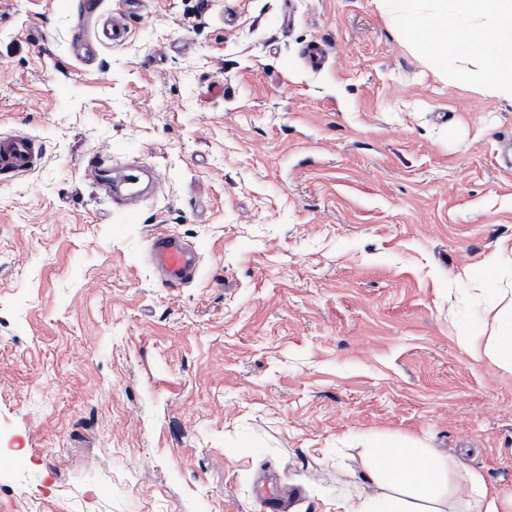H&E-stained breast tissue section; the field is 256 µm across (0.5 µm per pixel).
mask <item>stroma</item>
I'll list each match as a JSON object with an SVG mask.
<instances>
[{
	"label": "stroma",
	"mask_w": 512,
	"mask_h": 512,
	"mask_svg": "<svg viewBox=\"0 0 512 512\" xmlns=\"http://www.w3.org/2000/svg\"><path fill=\"white\" fill-rule=\"evenodd\" d=\"M0 0V512H327L370 437L512 495L487 255L512 246V101L449 81L379 0ZM327 54L312 64L305 51ZM149 169L136 206L85 169ZM196 247L168 288L151 234ZM35 142L22 135H0V174L17 177L29 171L36 158Z\"/></svg>",
	"instance_id": "stroma-1"
}]
</instances>
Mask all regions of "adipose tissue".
<instances>
[{"label":"adipose tissue","mask_w":512,"mask_h":512,"mask_svg":"<svg viewBox=\"0 0 512 512\" xmlns=\"http://www.w3.org/2000/svg\"><path fill=\"white\" fill-rule=\"evenodd\" d=\"M406 39L426 55L464 56L452 80L512 101V0H437L420 12L418 0H380ZM485 345L462 338L470 352L481 351L500 368L512 370V289L499 291ZM450 460L404 441L372 442L363 452L367 493L337 502L335 512H448L445 478ZM461 512H512V497L491 490L477 473L467 476Z\"/></svg>","instance_id":"ef3b65f1"}]
</instances>
